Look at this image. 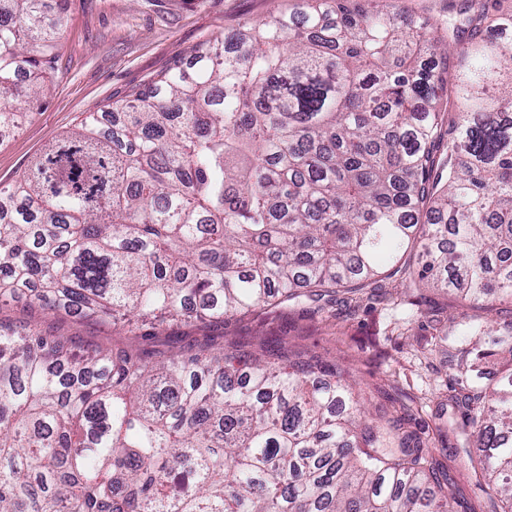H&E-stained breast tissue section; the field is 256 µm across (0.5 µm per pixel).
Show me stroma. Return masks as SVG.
I'll use <instances>...</instances> for the list:
<instances>
[{
	"instance_id": "35a3bbf8",
	"label": "stroma",
	"mask_w": 512,
	"mask_h": 512,
	"mask_svg": "<svg viewBox=\"0 0 512 512\" xmlns=\"http://www.w3.org/2000/svg\"><path fill=\"white\" fill-rule=\"evenodd\" d=\"M296 0H68L60 31L61 60L42 107L0 141V188L8 187L32 158L88 113L123 98L156 74L187 59L195 46L223 40L241 22H258L294 8ZM391 300L364 291L357 311L301 298L224 323L175 324L158 336H128L94 319L53 316L17 302L0 310V323H38L72 338L78 347H133L147 355L197 343L246 348L281 345L310 352L350 372L360 389L395 417L407 405L406 431L423 451L439 448L465 457L473 440L449 431L439 403L452 394L469 348L463 321L512 324V303H460L454 296L393 276Z\"/></svg>"
}]
</instances>
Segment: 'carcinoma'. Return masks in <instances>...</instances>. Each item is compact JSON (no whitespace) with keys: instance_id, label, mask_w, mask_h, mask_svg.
<instances>
[{"instance_id":"obj_1","label":"carcinoma","mask_w":512,"mask_h":512,"mask_svg":"<svg viewBox=\"0 0 512 512\" xmlns=\"http://www.w3.org/2000/svg\"><path fill=\"white\" fill-rule=\"evenodd\" d=\"M67 2L0 7V139L46 94ZM304 2L88 113L1 190L0 306L135 335L356 294L406 246L417 283L512 303V14ZM462 333L473 486L512 512V362L477 383L512 329ZM365 413L315 355L148 359L0 324V512H451L449 471Z\"/></svg>"}]
</instances>
